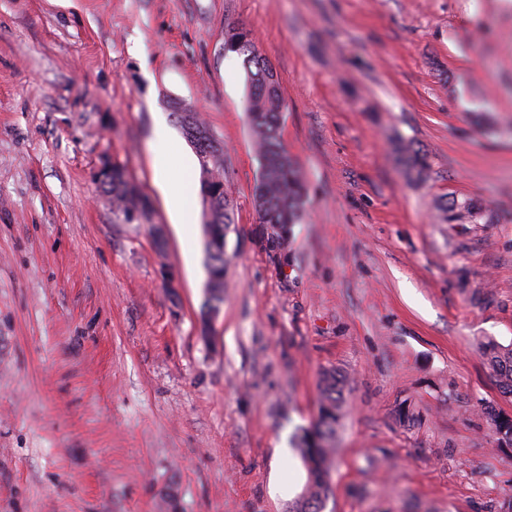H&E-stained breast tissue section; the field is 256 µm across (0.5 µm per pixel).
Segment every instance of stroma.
Returning <instances> with one entry per match:
<instances>
[{
	"mask_svg": "<svg viewBox=\"0 0 512 512\" xmlns=\"http://www.w3.org/2000/svg\"><path fill=\"white\" fill-rule=\"evenodd\" d=\"M233 27L307 184L284 271ZM176 103L234 200L206 336L203 212L178 226L152 166L197 160ZM113 161L149 221L113 214ZM488 342L512 344V0H0V512H288L327 369L322 512H512Z\"/></svg>",
	"mask_w": 512,
	"mask_h": 512,
	"instance_id": "obj_1",
	"label": "stroma"
}]
</instances>
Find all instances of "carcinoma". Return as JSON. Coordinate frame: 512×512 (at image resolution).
Here are the masks:
<instances>
[{"instance_id":"carcinoma-1","label":"carcinoma","mask_w":512,"mask_h":512,"mask_svg":"<svg viewBox=\"0 0 512 512\" xmlns=\"http://www.w3.org/2000/svg\"><path fill=\"white\" fill-rule=\"evenodd\" d=\"M224 51L244 56L249 94V121L260 159V173L254 186L259 219L258 239L270 255L282 249L293 225L300 223L307 200V188L300 167L281 137L284 101L277 73L250 38L240 28L232 29L224 40ZM173 116L198 156L202 173L201 194L208 202L205 224L208 255V298L201 312V332L209 333L212 314L224 304V274L229 264L225 250L230 224L234 223L233 203L218 174L224 162V146L211 134L195 112L175 111ZM112 196V212L127 221L149 220L148 199L133 185L124 165L112 163V178L102 182ZM485 355L499 378L501 387L512 395V346L495 343L485 346ZM341 381L336 371L321 377L322 404L318 421L301 430L295 448L307 472L310 495L293 512H320L329 491V462L337 413L342 404Z\"/></svg>"}]
</instances>
